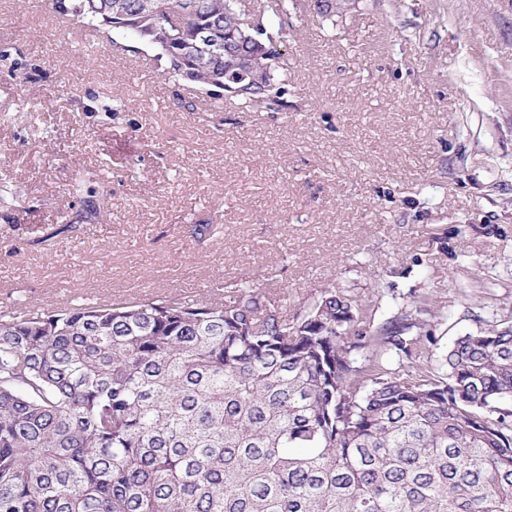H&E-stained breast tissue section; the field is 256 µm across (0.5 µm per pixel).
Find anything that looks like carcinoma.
<instances>
[{
    "mask_svg": "<svg viewBox=\"0 0 512 512\" xmlns=\"http://www.w3.org/2000/svg\"><path fill=\"white\" fill-rule=\"evenodd\" d=\"M52 0L159 50L163 77L274 112L289 0ZM350 0H306L325 20ZM218 27V47L195 45ZM329 287L293 317L249 285L0 310V512H512V325L442 353L410 315L357 328Z\"/></svg>",
    "mask_w": 512,
    "mask_h": 512,
    "instance_id": "cac0c4a2",
    "label": "carcinoma"
}]
</instances>
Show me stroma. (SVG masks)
Returning <instances> with one entry per match:
<instances>
[{
  "label": "stroma",
  "mask_w": 512,
  "mask_h": 512,
  "mask_svg": "<svg viewBox=\"0 0 512 512\" xmlns=\"http://www.w3.org/2000/svg\"><path fill=\"white\" fill-rule=\"evenodd\" d=\"M56 21L0 0V309L245 281L291 316L336 287L363 328L424 301L444 346L512 325V0L296 6L279 112L176 107L156 49ZM329 1H332L333 4ZM304 2H306L304 4L305 10L310 14L330 21L339 14L342 15L347 12L352 4L350 0H306Z\"/></svg>",
  "instance_id": "1"
}]
</instances>
